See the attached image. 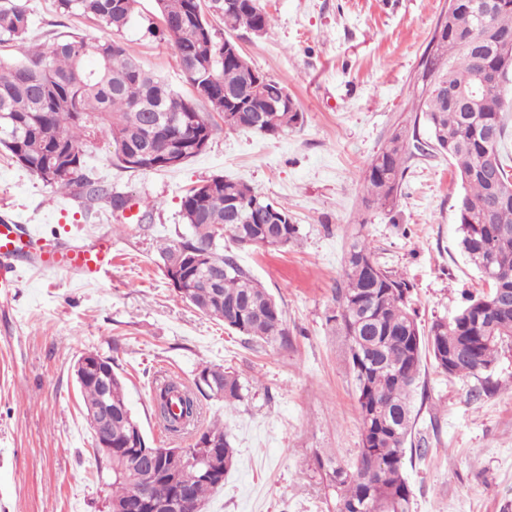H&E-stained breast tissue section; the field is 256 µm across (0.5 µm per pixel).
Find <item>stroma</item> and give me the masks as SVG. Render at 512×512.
I'll use <instances>...</instances> for the list:
<instances>
[{
    "mask_svg": "<svg viewBox=\"0 0 512 512\" xmlns=\"http://www.w3.org/2000/svg\"><path fill=\"white\" fill-rule=\"evenodd\" d=\"M447 0H261L273 25L241 44L261 73L286 85L304 123L278 137L225 128L212 116L207 149L172 170L117 166L106 137L82 146L85 172L131 196L130 213L87 207L43 184L0 150V216L35 226L52 244L112 242V268L95 283L81 274L22 272L0 296V512H108V465L92 450L74 366L85 352L110 358L132 413L152 448H185L154 413L152 381L163 368L192 382L204 365L235 371L245 398L201 403V427L223 424L236 463L204 512H334L318 459L347 467L361 446L347 341L331 317L355 235L377 261L413 283L421 324L452 317L486 292L458 244L464 189L446 155L409 161L393 210L365 207L363 173L394 130L417 128L412 103L421 60ZM32 35L51 43L78 33L120 38L132 55L183 95L193 93L173 44L152 37L155 0L120 33L54 0H28ZM224 176L245 181L286 209L299 239L282 250L234 251L238 263L286 312L288 340L255 341L225 329L183 301L165 276L162 243L187 233L185 192ZM153 210H146V203ZM494 395L474 400L475 378L451 377L425 361L414 444L406 463L412 512H512V347L501 350Z\"/></svg>",
    "mask_w": 512,
    "mask_h": 512,
    "instance_id": "1",
    "label": "stroma"
}]
</instances>
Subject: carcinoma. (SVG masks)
Masks as SVG:
<instances>
[{
	"instance_id": "1",
	"label": "carcinoma",
	"mask_w": 512,
	"mask_h": 512,
	"mask_svg": "<svg viewBox=\"0 0 512 512\" xmlns=\"http://www.w3.org/2000/svg\"><path fill=\"white\" fill-rule=\"evenodd\" d=\"M27 0H0V45L15 47L18 59H0V147L32 175L52 188H78V196L89 203L116 195L84 173L82 145L100 135L108 138L114 160L128 171L137 168L126 158L144 149L149 134L163 140L177 133L211 138L213 126L198 109L206 103L211 111L231 112L239 121L227 125L242 129L257 112L277 108L280 135L301 125L304 114L282 83L262 73L260 88H252L253 66L240 48L230 49L224 34L268 33L273 18L260 0H232L223 14L224 31L212 25L201 0H156L159 25L149 32L177 51L180 69L188 75L195 95L185 96L162 78L145 69L119 39L91 42L76 33L61 36L50 46H33L27 36L31 17ZM63 15L85 16L117 32L135 18L138 0H55ZM484 0H459L460 13L438 19L421 62L422 89L417 111L429 130L431 148L448 155L464 185L457 211L460 247L489 286V292L470 296L451 318H439L428 328L417 322L411 304L413 285L378 263L370 243L357 235L345 256L344 286L336 289V314L332 320L348 341L347 364L356 389L362 448L352 466L330 474L336 494V512H373L366 488L357 474L377 467L380 499H391L384 512H411L412 490L405 476L407 444L415 425L412 393L418 386L422 358L429 355L437 368L450 376L480 381L474 398L489 397L496 385L491 369L499 348L512 344V157L502 155L501 185L485 171L484 158L494 141L507 137L504 116L505 92L512 81V63L489 56L477 46L467 45L474 32L489 24L497 39L512 46V0L490 17H483ZM446 84L477 92L475 110L457 108L439 91ZM412 157L404 131L396 129L381 152L368 165L364 183L365 206L393 208ZM237 201L238 223L226 224L230 239L240 248L279 250L297 241L299 227L284 222L288 210L256 192L249 184L231 178L214 184L199 196L195 187L186 191L181 211L189 234L175 245L162 248L166 261L179 253L187 262L185 282L178 295L203 315L242 335L267 342L287 339L285 311L265 288L237 261L235 254L221 252V242L211 241L203 224H225L230 198ZM260 200L271 208L283 225L284 240L264 241V228L251 222V205ZM224 265V278L211 301L199 305L193 292L204 289L207 268L197 257ZM464 340L466 356L448 368V353L441 345ZM221 379L220 399L232 406L244 399L247 386L240 377L219 366H204L193 384L174 377L162 378L153 387L155 414L164 429L174 435L196 428L200 397L213 396L206 379ZM86 416L101 405V383L91 373L77 381ZM138 425L128 405L124 383L112 373V454L94 445L106 457L112 473L108 508L114 510L130 500L137 487L140 463L127 447L133 427ZM216 454L224 458V470L210 480L194 484L195 501L224 485L233 468L235 448L216 423L207 427L195 443L171 453L161 466L171 472L187 468L196 456ZM174 487L164 477L151 487L157 501L167 500Z\"/></svg>"
}]
</instances>
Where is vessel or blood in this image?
Returning <instances> with one entry per match:
<instances>
[{
    "instance_id": "obj_1",
    "label": "vessel or blood",
    "mask_w": 512,
    "mask_h": 512,
    "mask_svg": "<svg viewBox=\"0 0 512 512\" xmlns=\"http://www.w3.org/2000/svg\"><path fill=\"white\" fill-rule=\"evenodd\" d=\"M30 257L33 269L69 275L81 272L88 282H96L112 267V248L87 249L81 246L59 247L45 244L27 225L6 218L0 220V290L11 291L18 282L17 261Z\"/></svg>"
}]
</instances>
